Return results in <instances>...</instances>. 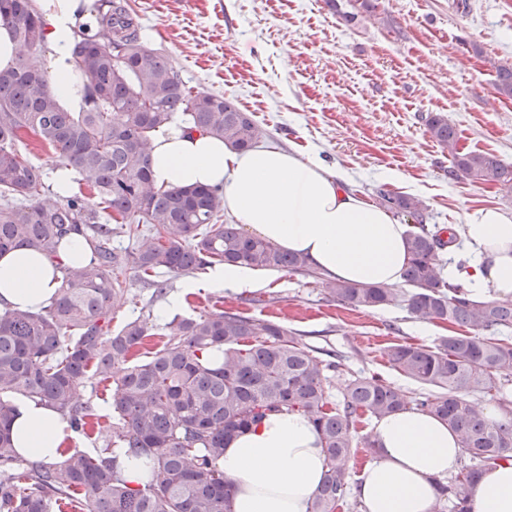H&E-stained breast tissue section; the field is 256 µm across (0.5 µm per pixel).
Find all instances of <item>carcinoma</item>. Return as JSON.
<instances>
[{
  "label": "carcinoma",
  "instance_id": "carcinoma-1",
  "mask_svg": "<svg viewBox=\"0 0 512 512\" xmlns=\"http://www.w3.org/2000/svg\"><path fill=\"white\" fill-rule=\"evenodd\" d=\"M95 33L74 32L73 55L89 84L86 107L67 112L44 73L25 55L0 71V253L30 247L57 258L62 240L80 233L90 261L64 269L52 302L37 311H0V512H51L77 491L86 512H232V488L217 466L226 442L270 413L297 412L315 425L327 471L312 512H336L350 494L353 432L363 415L380 419L416 409L457 433L469 456L448 482H438L433 512H471L468 490L476 475L512 461V410L489 422L472 394L502 388L512 375V301L473 299L463 280L448 282L439 252L455 234L427 224L424 203L381 192L378 204L414 220L403 274L413 291L380 285L325 282L327 295L348 306L377 309L399 302L423 321L468 328L432 345L397 344L386 350L390 366L414 381L410 394L378 377H352L342 399H329L326 382L341 361L325 360L297 333L270 320L213 311L165 325L167 342L133 360L149 336L148 322L110 329L123 292L116 272L173 277L214 265L307 272L306 259L236 224L221 222L217 188H158L145 150L149 139L176 116L192 131L224 140L236 151L256 147L260 126L229 98L193 92L171 61L148 46L127 0L82 5ZM0 22L31 52L45 42L44 22L33 0H0ZM496 89L512 98V65L497 68ZM431 137L452 157L448 177L512 188V164L489 153H462L448 118L429 114ZM31 132L72 168L77 182L105 205L111 225L84 195L42 198L44 174L23 154L21 132ZM134 248L112 252V235ZM122 368L112 398L110 452H74L55 462H30L15 448L10 425L14 397L37 399L68 417L75 432L101 429L93 409L74 400L87 376L109 379ZM150 456L147 483L131 487L121 477L120 450Z\"/></svg>",
  "mask_w": 512,
  "mask_h": 512
}]
</instances>
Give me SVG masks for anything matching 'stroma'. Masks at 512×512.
<instances>
[{
	"instance_id": "obj_1",
	"label": "stroma",
	"mask_w": 512,
	"mask_h": 512,
	"mask_svg": "<svg viewBox=\"0 0 512 512\" xmlns=\"http://www.w3.org/2000/svg\"><path fill=\"white\" fill-rule=\"evenodd\" d=\"M148 45L168 55L188 87L233 99L252 113L264 144L316 154L350 174L369 201L379 191L422 199L434 224L463 223L492 206L512 213V192L448 177L451 159L424 116L455 124L462 150L512 163V98L496 69L512 64V0H377L347 23L325 0H128ZM203 271L171 280L179 317L213 310L282 323L304 343L344 354L331 400L347 379L374 374L401 383L385 349L433 344L445 324L412 318L405 306L364 310L332 301L320 274L263 271L260 288H207ZM125 292L110 328L149 317V348L164 320L153 286L122 272ZM199 287L183 293L185 280Z\"/></svg>"
}]
</instances>
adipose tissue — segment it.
<instances>
[{
	"mask_svg": "<svg viewBox=\"0 0 512 512\" xmlns=\"http://www.w3.org/2000/svg\"><path fill=\"white\" fill-rule=\"evenodd\" d=\"M51 48L50 89L74 112L85 106V82L72 56L79 0H39ZM156 186H207L223 191L224 211L282 250L303 256L323 274L353 284L399 285L407 262V225L368 202L344 174L296 151L259 147L238 152L181 122L147 146ZM457 234L471 261L448 266V280L464 278L475 299L512 298V214L481 207ZM89 257L82 235L67 236L57 259L19 248L0 255V308L36 311L50 304L62 268ZM15 447L32 460L54 461L72 434L65 418L28 398L16 403ZM377 456L360 476L363 512H431L436 483L457 468L459 440L441 420L417 410L377 419ZM233 486V512H311L325 467L312 422L293 412L267 415L227 443L219 461ZM471 512H512V462L481 473L469 491Z\"/></svg>",
	"mask_w": 512,
	"mask_h": 512,
	"instance_id": "obj_1",
	"label": "adipose tissue"
}]
</instances>
